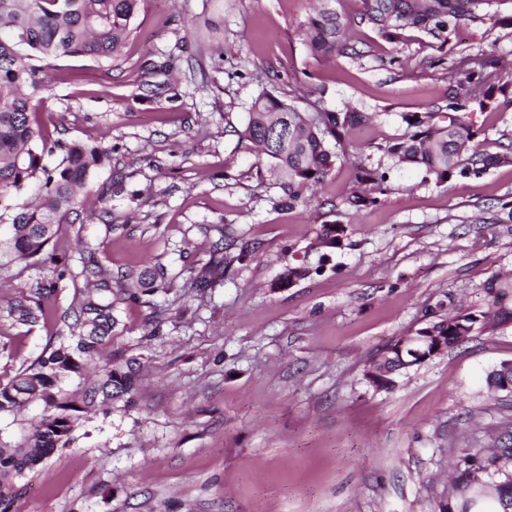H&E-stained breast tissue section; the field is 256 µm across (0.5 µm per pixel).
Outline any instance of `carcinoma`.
Returning <instances> with one entry per match:
<instances>
[{
  "label": "carcinoma",
  "instance_id": "obj_1",
  "mask_svg": "<svg viewBox=\"0 0 512 512\" xmlns=\"http://www.w3.org/2000/svg\"><path fill=\"white\" fill-rule=\"evenodd\" d=\"M304 30L313 56L338 53L352 57L357 51L345 39L347 22L329 2ZM144 0H0V259H44L52 239L77 203L76 190L109 160L107 149L81 143H62L39 123L38 91L46 85L42 62L60 57L90 56L113 60L128 42L135 17ZM360 22L382 36L396 40L409 30H422L445 45L460 27L493 20L488 7L506 0H361ZM512 69L502 57L479 51L448 66L450 91L443 111L413 112L402 116L410 132L385 148L395 167H416L424 180L441 186L453 177L479 178L489 169L512 163V153L488 154L475 142L468 121L472 105L495 108L509 83H498ZM375 113L355 107L329 110L318 103L302 112L294 103L263 92L252 102L244 136L270 163L280 190L275 205L294 209L308 204V191L322 181L336 162L347 159L343 137L348 129L370 123ZM60 153L49 168L46 154ZM387 191V172L377 167L355 166L354 187L343 199L348 207L378 204ZM348 236L344 224H322L318 241L327 249L342 247ZM96 251L87 247L80 274L96 284L86 291L74 311L69 336L50 352L0 383V417L36 413L22 420L20 443L0 440V512H11L20 495L19 481L55 450L73 440L78 414L95 401L127 407L140 379L137 357L112 356V363L91 382L69 388L85 365L111 337L118 324L120 305L151 295L170 283L162 265L144 267L137 275L120 273L112 280L100 278ZM311 268L299 264L276 283L285 288L308 277ZM37 284L29 295L10 304L8 317L31 325L45 317L58 288V280ZM191 288L204 296L224 281V266L208 261L190 277ZM486 310L440 317L419 329L431 341L420 349L401 352L392 344L379 354L389 372L380 386L390 390L395 377L431 351L440 340L453 346L477 329L512 322V275L493 276L484 288ZM488 388L512 394V363L487 374ZM512 512V447L502 444L486 452L466 448L456 466L448 503L441 512Z\"/></svg>",
  "mask_w": 512,
  "mask_h": 512
}]
</instances>
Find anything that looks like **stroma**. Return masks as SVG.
Wrapping results in <instances>:
<instances>
[{"label":"stroma","mask_w":512,"mask_h":512,"mask_svg":"<svg viewBox=\"0 0 512 512\" xmlns=\"http://www.w3.org/2000/svg\"><path fill=\"white\" fill-rule=\"evenodd\" d=\"M316 0H145L119 60L63 57L47 71L38 119L63 142L110 148L87 182L53 259L0 270V380L69 333L85 288L83 245L105 272L165 266L168 290L123 304L112 353L144 368L129 408L80 414L74 442L26 473L12 512H440L448 466L512 419V396L490 393L489 370L512 361V323L458 346L376 391L366 364L438 317L483 307V288L512 274V166L444 186L392 167L384 149L404 114L448 98L431 59L483 50L512 59V25L474 24L449 44L424 32L389 40L359 21L360 0H336L359 58L315 57L303 26ZM361 105L376 120L352 128L354 146L311 207H275L269 164L243 137L262 91ZM487 152L512 143V107L474 112ZM387 168L382 203L358 212L343 197L358 163ZM119 230L91 219L116 175ZM347 225L349 240L322 262L316 229ZM256 245L223 284L198 297L189 278L221 260L219 236ZM305 263L289 288L272 282ZM63 279L45 319L13 323L5 308L38 281ZM164 321L153 328L154 311Z\"/></svg>","instance_id":"1"}]
</instances>
